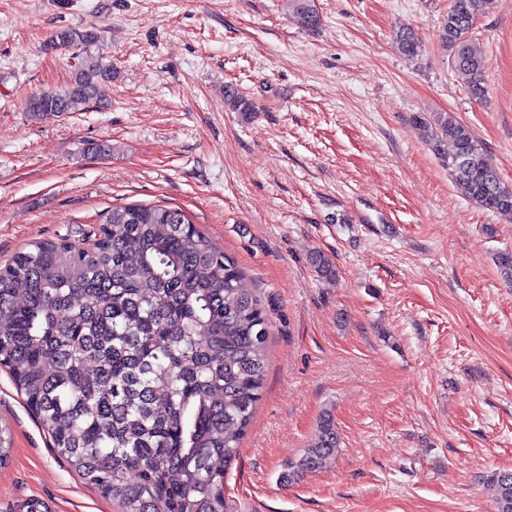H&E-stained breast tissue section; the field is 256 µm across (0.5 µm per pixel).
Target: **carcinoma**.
<instances>
[{
	"label": "carcinoma",
	"instance_id": "1",
	"mask_svg": "<svg viewBox=\"0 0 512 512\" xmlns=\"http://www.w3.org/2000/svg\"><path fill=\"white\" fill-rule=\"evenodd\" d=\"M292 2L307 28L319 26L312 0ZM482 5L451 0L441 24L478 102L487 94L485 56L472 33ZM99 40L95 29L57 32L50 47L79 50L84 61L70 86L31 93L25 109L64 115L104 101L113 71L89 54ZM394 43L409 61L423 52L412 29ZM415 120L431 127L458 192L512 218V183L487 163L473 130L450 112ZM310 263L333 277L325 255ZM268 336V314L235 259L179 208L114 207L88 247L39 241L0 267V366L57 453L122 512H227L224 467L261 398ZM339 444L326 413L283 482L318 469ZM489 483L495 512H512V471L492 473Z\"/></svg>",
	"mask_w": 512,
	"mask_h": 512
}]
</instances>
